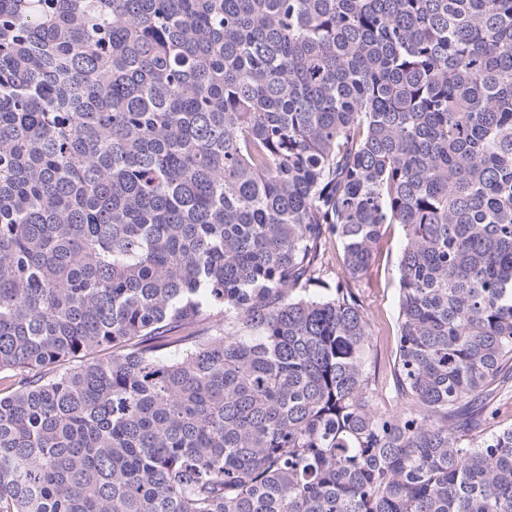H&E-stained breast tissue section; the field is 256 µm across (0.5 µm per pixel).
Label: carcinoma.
I'll return each mask as SVG.
<instances>
[{
  "instance_id": "cac0c4a2",
  "label": "carcinoma",
  "mask_w": 512,
  "mask_h": 512,
  "mask_svg": "<svg viewBox=\"0 0 512 512\" xmlns=\"http://www.w3.org/2000/svg\"><path fill=\"white\" fill-rule=\"evenodd\" d=\"M511 364L512 0H0V512H512ZM402 240L401 226L386 224L378 245L377 260L355 286L373 330L368 368L376 376L377 399L388 407L395 406L398 402L392 373L399 294L397 258Z\"/></svg>"
}]
</instances>
